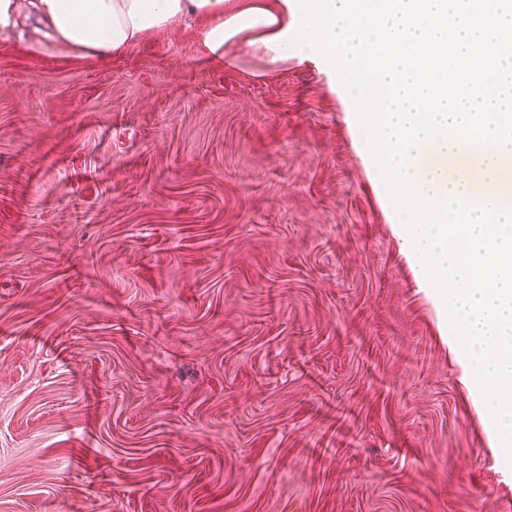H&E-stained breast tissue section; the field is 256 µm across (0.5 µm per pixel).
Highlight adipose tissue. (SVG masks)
Returning <instances> with one entry per match:
<instances>
[{
    "mask_svg": "<svg viewBox=\"0 0 512 512\" xmlns=\"http://www.w3.org/2000/svg\"><path fill=\"white\" fill-rule=\"evenodd\" d=\"M32 23L81 61L108 63L150 36L191 40L203 61L227 65L235 47L265 44L285 56L276 36L292 21L285 0H0V32ZM411 174L444 200L512 206V152L427 138Z\"/></svg>",
    "mask_w": 512,
    "mask_h": 512,
    "instance_id": "adipose-tissue-1",
    "label": "adipose tissue"
}]
</instances>
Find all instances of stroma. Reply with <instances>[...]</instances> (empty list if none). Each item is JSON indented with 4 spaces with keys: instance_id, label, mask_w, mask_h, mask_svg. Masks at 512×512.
Returning a JSON list of instances; mask_svg holds the SVG:
<instances>
[{
    "instance_id": "1",
    "label": "stroma",
    "mask_w": 512,
    "mask_h": 512,
    "mask_svg": "<svg viewBox=\"0 0 512 512\" xmlns=\"http://www.w3.org/2000/svg\"><path fill=\"white\" fill-rule=\"evenodd\" d=\"M25 38L0 34V512H512L324 61Z\"/></svg>"
}]
</instances>
